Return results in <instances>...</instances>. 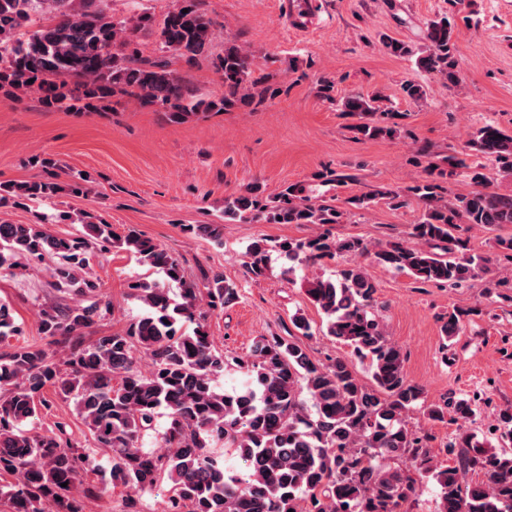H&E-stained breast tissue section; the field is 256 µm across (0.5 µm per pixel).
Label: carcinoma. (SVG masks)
<instances>
[{"instance_id":"cac0c4a2","label":"carcinoma","mask_w":512,"mask_h":512,"mask_svg":"<svg viewBox=\"0 0 512 512\" xmlns=\"http://www.w3.org/2000/svg\"><path fill=\"white\" fill-rule=\"evenodd\" d=\"M98 0H0V92L39 95L48 111L98 112L111 99L128 97L139 105L167 112L181 123L209 112L263 101L281 92L278 74L257 67L253 55L234 41L213 62L224 93L212 99L198 94L178 64L194 66L211 55L214 22L204 0H177L160 23L147 12L113 19L95 7ZM44 23L29 29L32 16ZM154 34L159 55L138 49L145 32ZM455 24L448 17L426 24L425 44L418 50L388 38L387 51L397 56L418 53L417 65L459 85ZM381 95H351L341 112L357 118L349 126L356 138L392 136L404 113L383 105ZM496 163L512 179V134L491 122L468 135L462 156L431 161L425 177L408 187L422 204L412 235L423 246L399 241L368 245L359 239H335L326 233L283 241L274 249L288 259L316 262L345 254L374 253L375 259L417 281L457 288L503 258L512 263V235L495 238L497 252H467L462 233L512 224V195L488 191L482 160ZM50 170L45 181L0 184V207L51 200L62 192L84 193L82 177L56 182L58 163L36 157ZM466 170L474 189L445 199L446 183ZM322 186H341L354 177L334 170L314 175ZM381 199L397 208L402 191L373 188L347 199L368 210ZM224 216L244 223L341 224L344 211L318 201L304 184L287 186L267 200L251 187L224 198ZM61 219L80 225L68 237L44 224L0 223V270L20 258L55 260L52 277L85 300L72 306L42 309L40 331L48 346L8 345L0 351V503L6 512H83L73 489L97 469L95 455L112 457V482L145 492L168 485L163 512H401L416 494L421 479L438 487L437 512H512V451H492L473 434L447 445L454 463L437 467L430 436L406 426L409 412L420 407L428 419L443 423L448 409L467 419L475 401L442 405L423 403V390L407 380L401 349L392 344L374 314L375 284L356 266L336 278L306 282L309 301L326 318V333L350 348V356L315 363L293 335L260 337L244 357L217 350L208 331L207 314L222 311L239 298L237 286L221 274L202 285L185 279L176 258L131 230L123 236L89 212H67ZM185 232L222 244V225H188ZM124 248L161 281L136 278L128 297L142 314L125 332L102 335L86 344L83 330L110 310L96 283L79 275L96 248ZM269 253L264 241L249 251V272L265 274ZM179 288L171 296L169 285ZM445 338L458 335L462 314L440 317ZM20 334L10 307L0 303V344ZM152 360L149 372L135 365V352ZM371 370L372 383L361 381L357 364ZM249 377L248 387L227 393L217 385L226 369ZM52 387L73 401L97 444L83 448L68 437L66 423L49 434H32L24 425L49 407L43 389ZM166 422L159 449L142 448L159 411ZM232 451L250 469L248 478L226 473L224 452ZM387 460H404L407 471ZM484 472L485 480L464 484L462 472Z\"/></svg>"}]
</instances>
